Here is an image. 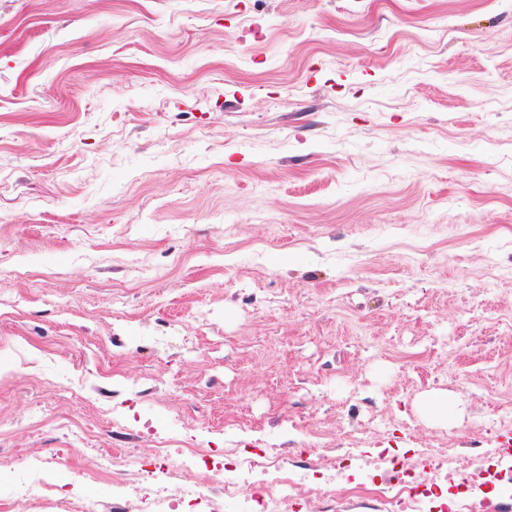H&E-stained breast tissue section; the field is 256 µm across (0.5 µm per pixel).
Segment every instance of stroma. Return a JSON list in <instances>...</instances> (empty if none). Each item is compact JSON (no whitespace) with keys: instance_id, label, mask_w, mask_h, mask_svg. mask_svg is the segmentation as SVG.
Segmentation results:
<instances>
[{"instance_id":"stroma-1","label":"stroma","mask_w":512,"mask_h":512,"mask_svg":"<svg viewBox=\"0 0 512 512\" xmlns=\"http://www.w3.org/2000/svg\"><path fill=\"white\" fill-rule=\"evenodd\" d=\"M0 170L10 512L512 440V0H0Z\"/></svg>"}]
</instances>
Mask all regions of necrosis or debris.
<instances>
[{
	"instance_id": "obj_1",
	"label": "necrosis or debris",
	"mask_w": 512,
	"mask_h": 512,
	"mask_svg": "<svg viewBox=\"0 0 512 512\" xmlns=\"http://www.w3.org/2000/svg\"><path fill=\"white\" fill-rule=\"evenodd\" d=\"M152 469L131 468L113 471L110 458H100L95 477L110 482L112 495H137L138 512H181L182 505L211 504V489L223 485L236 503L235 512H280L279 487H288L292 499L308 502L311 497L333 501L337 482H344L343 494L352 512L371 502L380 512H447L449 497L463 498L466 512H495L494 489L512 492V455L491 453L489 458L471 461L465 471L448 468L444 458L428 456L419 469L403 467L396 459L378 454L360 459L347 452L336 459V470L283 474L277 461H257L245 457L213 469L207 482L187 484L172 490L165 484L175 469L188 472L204 456L194 443L176 448L159 447Z\"/></svg>"
}]
</instances>
